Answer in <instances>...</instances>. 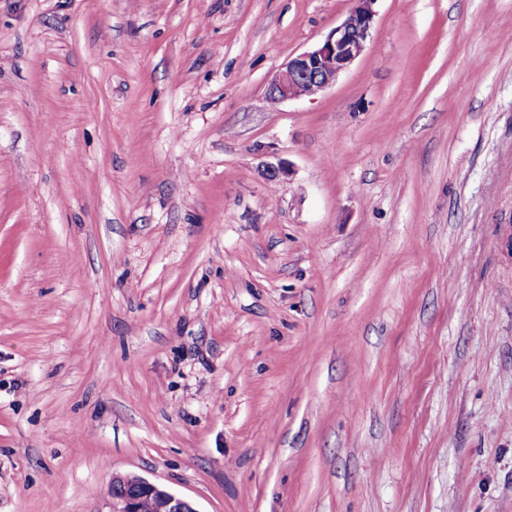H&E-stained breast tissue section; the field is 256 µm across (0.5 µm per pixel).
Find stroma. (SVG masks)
Segmentation results:
<instances>
[{
    "instance_id": "obj_1",
    "label": "stroma",
    "mask_w": 512,
    "mask_h": 512,
    "mask_svg": "<svg viewBox=\"0 0 512 512\" xmlns=\"http://www.w3.org/2000/svg\"><path fill=\"white\" fill-rule=\"evenodd\" d=\"M352 6L0 0V512H512V0ZM377 1L352 0L346 18L321 43L289 59L270 84V103L277 106L329 89L364 52L372 34ZM113 484L122 485L115 488L117 492H131V488L123 486H132L140 489L144 493V497L148 495L152 499V503L149 497L144 498L142 501L143 512H151L152 504L153 512H187L189 510L196 512L184 498L170 492L160 484L150 482L138 475L115 474L112 476L111 485L113 486Z\"/></svg>"
}]
</instances>
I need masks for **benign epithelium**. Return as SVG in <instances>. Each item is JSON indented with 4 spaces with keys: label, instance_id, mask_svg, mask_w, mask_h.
<instances>
[{
    "label": "benign epithelium",
    "instance_id": "7a95c632",
    "mask_svg": "<svg viewBox=\"0 0 512 512\" xmlns=\"http://www.w3.org/2000/svg\"><path fill=\"white\" fill-rule=\"evenodd\" d=\"M346 18L318 45L292 57L271 82L269 101L312 97L329 89L364 52L374 26L377 0H352ZM112 484L132 486L152 499L153 512H191L192 505L165 487L135 474H115ZM110 512H141L142 497L110 494Z\"/></svg>",
    "mask_w": 512,
    "mask_h": 512
}]
</instances>
